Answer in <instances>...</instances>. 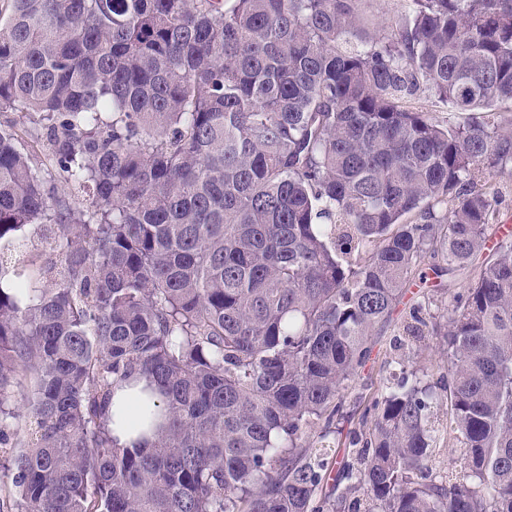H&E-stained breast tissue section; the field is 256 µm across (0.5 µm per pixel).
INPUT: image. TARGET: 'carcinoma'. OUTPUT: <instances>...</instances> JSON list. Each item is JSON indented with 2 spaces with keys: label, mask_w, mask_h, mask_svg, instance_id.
<instances>
[{
  "label": "carcinoma",
  "mask_w": 512,
  "mask_h": 512,
  "mask_svg": "<svg viewBox=\"0 0 512 512\" xmlns=\"http://www.w3.org/2000/svg\"><path fill=\"white\" fill-rule=\"evenodd\" d=\"M363 2L0 0V114L29 116L0 121V405L27 378L35 424L11 444L0 416V512H512V0L378 32ZM29 226L40 265L4 264ZM480 254L403 324L440 338L436 382L364 399L406 290ZM137 377L145 449L109 428ZM493 181L503 191V197L498 206V221L512 228V166L508 165L495 171Z\"/></svg>",
  "instance_id": "1"
}]
</instances>
